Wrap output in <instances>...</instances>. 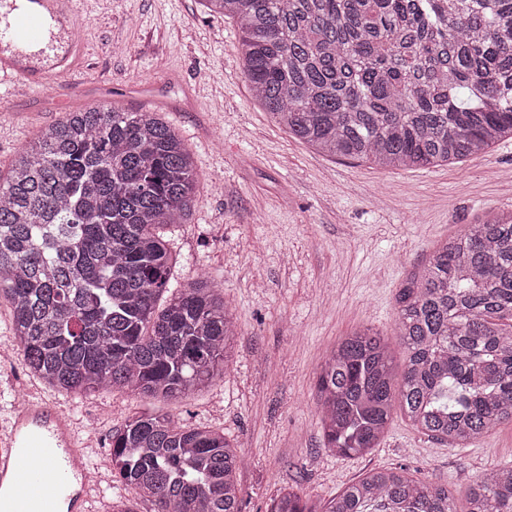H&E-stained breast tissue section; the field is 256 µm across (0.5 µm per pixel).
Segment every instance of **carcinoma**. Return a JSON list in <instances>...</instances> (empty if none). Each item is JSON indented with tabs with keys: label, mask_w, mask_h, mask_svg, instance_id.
Masks as SVG:
<instances>
[{
	"label": "carcinoma",
	"mask_w": 512,
	"mask_h": 512,
	"mask_svg": "<svg viewBox=\"0 0 512 512\" xmlns=\"http://www.w3.org/2000/svg\"><path fill=\"white\" fill-rule=\"evenodd\" d=\"M233 19L255 101L290 136L382 168L449 165L512 139V0H204ZM196 194L189 149L157 112H63L0 176V296L33 376L177 400L224 378L233 314L199 278L161 306L177 258L163 228ZM401 372L385 336L341 338L321 365L325 447L371 453L399 411L465 448L512 422V211L451 234L395 294ZM111 512H240L244 465L224 432L137 412L112 430ZM466 512H512V466L485 471ZM458 512L444 485L377 469L318 511Z\"/></svg>",
	"instance_id": "cac0c4a2"
}]
</instances>
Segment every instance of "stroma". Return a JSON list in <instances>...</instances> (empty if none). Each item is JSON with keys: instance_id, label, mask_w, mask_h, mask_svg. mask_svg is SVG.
<instances>
[{"instance_id": "obj_1", "label": "stroma", "mask_w": 512, "mask_h": 512, "mask_svg": "<svg viewBox=\"0 0 512 512\" xmlns=\"http://www.w3.org/2000/svg\"><path fill=\"white\" fill-rule=\"evenodd\" d=\"M79 37L86 79L68 104L55 84L7 95L0 87V172L64 110L104 102L162 113L190 150L198 194L168 237L172 279L222 287L237 335L222 380L168 405L185 425L223 430L246 465L242 512H268L280 490L322 504L373 469H406L448 486L458 508L485 470L512 465V423L451 449L393 416L369 454L324 446L315 384L328 351L359 327L392 335L393 296L437 241L512 210V140L467 161L416 170L334 159L291 138L253 100L235 50L236 25L202 0H86ZM38 386L78 422L98 418L96 464L112 430L154 400L129 391L68 394L0 359V425L19 389Z\"/></svg>"}]
</instances>
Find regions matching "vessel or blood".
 <instances>
[{
    "instance_id": "1",
    "label": "vessel or blood",
    "mask_w": 512,
    "mask_h": 512,
    "mask_svg": "<svg viewBox=\"0 0 512 512\" xmlns=\"http://www.w3.org/2000/svg\"><path fill=\"white\" fill-rule=\"evenodd\" d=\"M77 0H0V79L39 90L54 80L74 90L84 58ZM89 445L65 409L37 397L0 427V490L9 512H88L94 487Z\"/></svg>"
}]
</instances>
